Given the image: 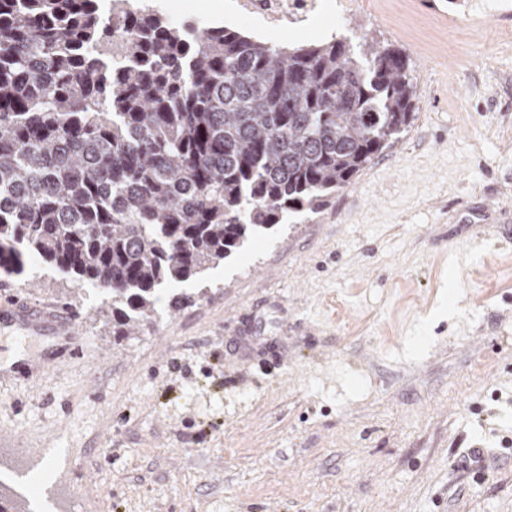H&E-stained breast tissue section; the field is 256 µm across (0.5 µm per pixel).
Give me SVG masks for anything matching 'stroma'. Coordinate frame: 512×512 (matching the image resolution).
<instances>
[{
  "mask_svg": "<svg viewBox=\"0 0 512 512\" xmlns=\"http://www.w3.org/2000/svg\"><path fill=\"white\" fill-rule=\"evenodd\" d=\"M281 46L374 39L415 116L317 211L209 271L189 304L112 334L41 268L14 294L83 351L0 324V465L32 512H512V0H185ZM471 448L498 459L484 478ZM64 464L44 476L42 462Z\"/></svg>",
  "mask_w": 512,
  "mask_h": 512,
  "instance_id": "obj_1",
  "label": "stroma"
}]
</instances>
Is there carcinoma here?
I'll return each instance as SVG.
<instances>
[{
    "mask_svg": "<svg viewBox=\"0 0 512 512\" xmlns=\"http://www.w3.org/2000/svg\"><path fill=\"white\" fill-rule=\"evenodd\" d=\"M100 2L0 0V270L50 265L127 336L165 285L393 147L416 87L374 41L290 48Z\"/></svg>",
    "mask_w": 512,
    "mask_h": 512,
    "instance_id": "obj_1",
    "label": "carcinoma"
}]
</instances>
